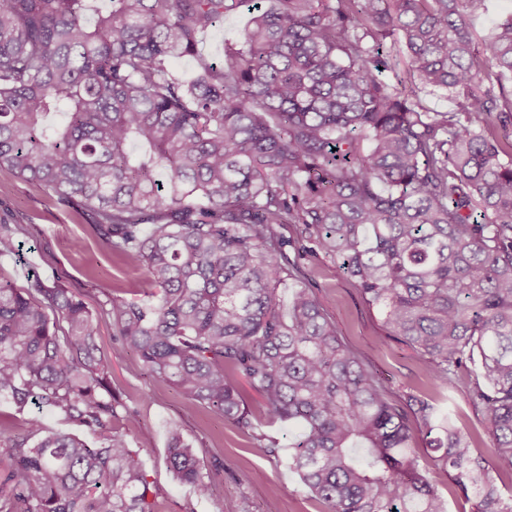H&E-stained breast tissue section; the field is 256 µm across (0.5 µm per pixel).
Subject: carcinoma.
<instances>
[{"label": "carcinoma", "mask_w": 512, "mask_h": 512, "mask_svg": "<svg viewBox=\"0 0 512 512\" xmlns=\"http://www.w3.org/2000/svg\"><path fill=\"white\" fill-rule=\"evenodd\" d=\"M476 0H0V168L90 217L154 299L108 295L149 374L243 430H297L288 468L328 512H448L416 423L477 512H512V15L476 37ZM248 8L216 58L202 37ZM193 57L198 72L178 75ZM446 92V110L420 93ZM297 229L295 241L281 232ZM322 254L378 307L451 409L391 398L341 338L300 256ZM93 315L64 285L0 280V399L98 436L0 443V512H158L129 447ZM263 400L253 412L239 389ZM197 491L224 472L170 431ZM452 408L456 414L457 424L474 433L478 448L489 455L490 448H492V437L479 423L477 415L462 393H457Z\"/></svg>", "instance_id": "1"}]
</instances>
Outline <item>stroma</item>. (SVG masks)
<instances>
[{"mask_svg": "<svg viewBox=\"0 0 512 512\" xmlns=\"http://www.w3.org/2000/svg\"><path fill=\"white\" fill-rule=\"evenodd\" d=\"M0 222L19 228L0 245V278L20 288L34 279L63 283L99 309L110 292L127 299L143 297L152 285L144 269L126 265L122 256L95 236L87 216L58 204L40 187L0 169ZM299 277L335 321L343 341L357 352L388 387L391 395L412 391L442 400L425 362L409 346L388 339L380 312L363 300L354 280L327 257L303 256ZM96 342L111 361L112 387L134 412L128 439L158 493L160 512H327L280 459L256 450L255 435L264 433L287 447L285 425L264 424L243 431L223 416L205 410L173 386L154 379L138 357L116 339L110 316L101 313ZM40 416L46 430L77 431L55 411L29 406L19 410L0 401V440L22 436L26 422ZM177 427L203 462L221 460L208 495H199L166 464L168 429Z\"/></svg>", "mask_w": 512, "mask_h": 512, "instance_id": "35a3bbf8", "label": "stroma"}]
</instances>
